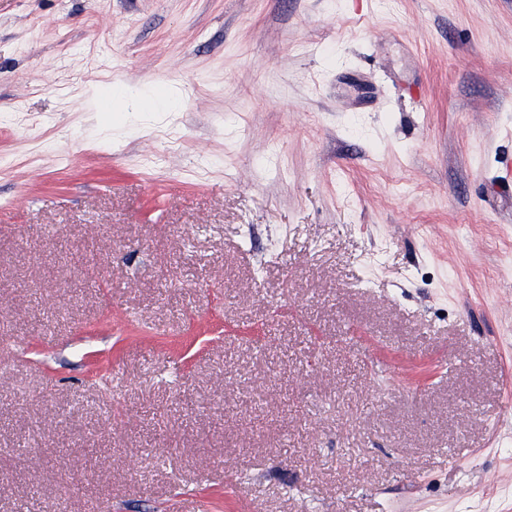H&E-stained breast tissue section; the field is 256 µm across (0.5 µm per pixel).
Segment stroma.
I'll return each mask as SVG.
<instances>
[{"mask_svg": "<svg viewBox=\"0 0 512 512\" xmlns=\"http://www.w3.org/2000/svg\"><path fill=\"white\" fill-rule=\"evenodd\" d=\"M511 172L512 0H0V512H512Z\"/></svg>", "mask_w": 512, "mask_h": 512, "instance_id": "obj_1", "label": "stroma"}]
</instances>
